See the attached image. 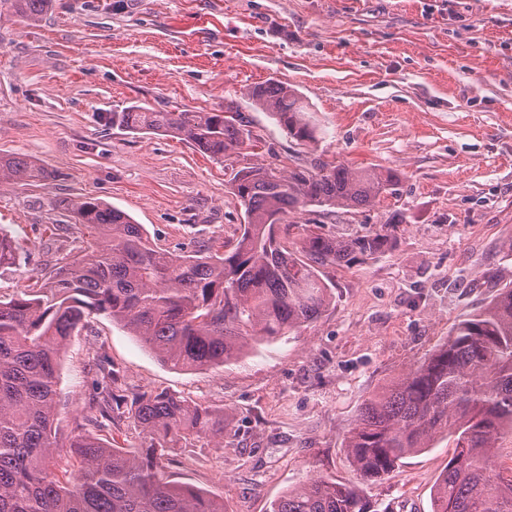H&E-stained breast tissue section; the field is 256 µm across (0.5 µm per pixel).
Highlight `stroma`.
I'll return each instance as SVG.
<instances>
[{
  "label": "stroma",
  "instance_id": "stroma-1",
  "mask_svg": "<svg viewBox=\"0 0 512 512\" xmlns=\"http://www.w3.org/2000/svg\"><path fill=\"white\" fill-rule=\"evenodd\" d=\"M276 78L310 103L322 137L295 144L256 110L248 88ZM157 110L243 113L244 162L294 167L309 154L399 175L394 193L347 212L288 213L285 242L344 236L403 218L392 250L326 269L333 301L317 321L231 363L178 371L102 312L71 336L58 419L86 414L98 349L128 386L224 407L243 439L181 448L171 481L268 512L317 477L360 487L380 512H432L450 442L361 482L345 437L364 401L422 362L463 318L512 284V0H55L35 24L0 17V154L50 172L0 186V227L19 244L0 297L19 292L68 249L63 198L127 212L162 248L233 243L243 210L232 162L175 138L113 128L112 115Z\"/></svg>",
  "mask_w": 512,
  "mask_h": 512
}]
</instances>
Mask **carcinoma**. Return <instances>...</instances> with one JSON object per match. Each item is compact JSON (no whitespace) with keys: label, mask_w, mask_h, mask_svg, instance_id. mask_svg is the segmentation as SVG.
I'll return each mask as SVG.
<instances>
[{"label":"carcinoma","mask_w":512,"mask_h":512,"mask_svg":"<svg viewBox=\"0 0 512 512\" xmlns=\"http://www.w3.org/2000/svg\"><path fill=\"white\" fill-rule=\"evenodd\" d=\"M53 0H0L9 11L39 20ZM248 99L269 113L288 138L317 141L310 108L292 85L269 79ZM112 127L176 137L217 162L250 145L241 113L157 112L131 106L112 113ZM49 172L20 154L0 155V184L43 182ZM396 173L354 170L319 158L284 171L239 167L232 194L244 209L234 244L222 253L202 244L191 254L155 246L124 211L91 197L59 206L95 237H73L69 252L45 264L31 284L0 300V512H224V502L167 480L165 463L178 448H220L233 420L224 408L166 392L125 387L102 350L89 408L66 448L76 468H57L59 361L70 336L93 312L126 329L170 368L219 366L256 345L316 320L332 303L322 269L393 248L394 215L376 231L346 237L310 232L298 253L280 240L283 216L372 205L393 193ZM12 235L0 227V271L16 264ZM125 422L139 429V451L113 448L89 427ZM512 435V286L465 318L419 365L390 381L362 406L345 439L365 482L401 459L451 437L454 455L435 485L433 512H512V467L496 462ZM269 512H373L355 486L319 478L289 489Z\"/></svg>","instance_id":"cac0c4a2"}]
</instances>
